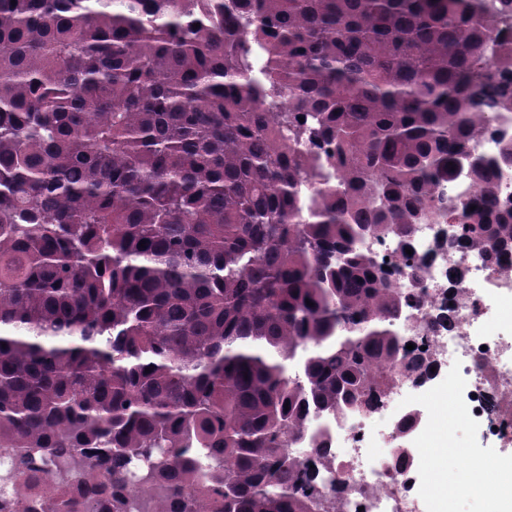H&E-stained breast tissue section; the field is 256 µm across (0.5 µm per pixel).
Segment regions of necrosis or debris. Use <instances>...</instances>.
Here are the masks:
<instances>
[{"label":"necrosis or debris","mask_w":512,"mask_h":512,"mask_svg":"<svg viewBox=\"0 0 512 512\" xmlns=\"http://www.w3.org/2000/svg\"><path fill=\"white\" fill-rule=\"evenodd\" d=\"M363 247L388 264L411 249L415 275H390L410 301L399 334L404 343L424 349L420 371L455 398L457 420L475 426L471 447L456 451V468L490 491L488 512H501L512 496V481L500 465L484 461L480 450L512 442V341L489 324L504 297L501 284L512 277V248L486 253L465 243L456 229L431 222L415 225L407 243L369 237ZM455 267L462 272L456 282L449 278ZM407 366L403 359L389 368V392L373 398L371 407L344 410L329 430L326 445L341 488L336 512H419L418 456L403 442L427 426H403L416 411L408 399L416 385ZM376 424L386 432L381 445L372 433Z\"/></svg>","instance_id":"4bbe7bcc"}]
</instances>
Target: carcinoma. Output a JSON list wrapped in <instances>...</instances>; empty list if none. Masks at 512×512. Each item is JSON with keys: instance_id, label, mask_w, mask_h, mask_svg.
I'll return each mask as SVG.
<instances>
[{"instance_id": "carcinoma-1", "label": "carcinoma", "mask_w": 512, "mask_h": 512, "mask_svg": "<svg viewBox=\"0 0 512 512\" xmlns=\"http://www.w3.org/2000/svg\"><path fill=\"white\" fill-rule=\"evenodd\" d=\"M510 15L0 0V512H309L312 421L387 392L401 351L361 242L440 211L512 242V149L472 162L486 207L440 193L512 109Z\"/></svg>"}]
</instances>
